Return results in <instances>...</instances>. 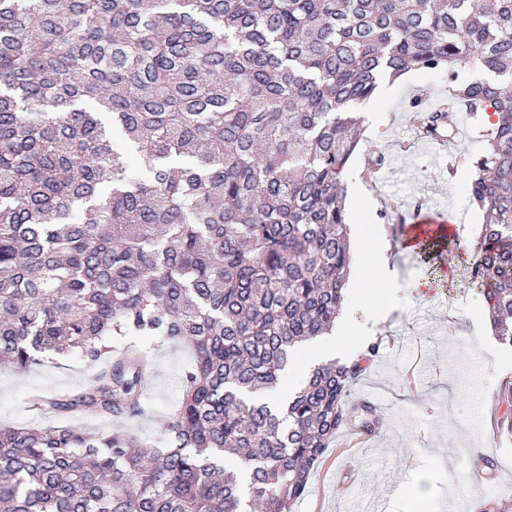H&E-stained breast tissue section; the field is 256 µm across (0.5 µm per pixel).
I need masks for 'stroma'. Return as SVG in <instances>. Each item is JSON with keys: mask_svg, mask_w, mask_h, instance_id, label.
<instances>
[{"mask_svg": "<svg viewBox=\"0 0 512 512\" xmlns=\"http://www.w3.org/2000/svg\"><path fill=\"white\" fill-rule=\"evenodd\" d=\"M448 95L443 75L424 70L390 82L385 94L374 95L362 107L363 136L343 173L345 189L364 192L369 209L361 220L363 237H352L350 284L366 282L367 299L345 292L343 313L355 327H373L384 344L382 354L351 385L350 399L361 402L365 384L377 392L376 435L369 448L355 453L351 463L361 477L359 497L336 492L343 475L336 470L334 437L317 465L299 504L301 512H354L378 501L382 512H418L407 488L417 469L430 473L427 512H472L480 500H512V439L500 420L512 412V347L494 336L481 298L466 286L468 269L462 256L480 234L482 209L469 202L467 172L484 147V137L459 112V132L448 148L421 151L407 162L401 177L380 183L369 175V161L390 156L407 143L410 100L435 104ZM446 211L457 219L459 237L441 256L417 251L390 252L386 277H367L360 254L367 241L390 242L399 213L412 209ZM400 290V300L386 318L373 317L382 306L387 286ZM193 361L181 343L160 345L154 373L143 392L144 413L130 420L75 417L71 427L121 432L140 438H162L168 416L182 397V379ZM424 370L418 386L409 387V364ZM90 366L74 354L45 359L26 371L0 368V425L25 428L37 425L26 396L38 391L53 397L76 391L90 374ZM482 448L499 461L494 480L474 489L464 469L470 449Z\"/></svg>", "mask_w": 512, "mask_h": 512, "instance_id": "1", "label": "stroma"}]
</instances>
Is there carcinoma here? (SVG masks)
Wrapping results in <instances>:
<instances>
[{
	"instance_id": "1",
	"label": "carcinoma",
	"mask_w": 512,
	"mask_h": 512,
	"mask_svg": "<svg viewBox=\"0 0 512 512\" xmlns=\"http://www.w3.org/2000/svg\"><path fill=\"white\" fill-rule=\"evenodd\" d=\"M412 68L484 126L467 288L512 346V0H0V365L77 353L31 410L135 418L155 345L194 354L161 442L0 427V512H291L381 344L258 396L336 324L358 112Z\"/></svg>"
}]
</instances>
